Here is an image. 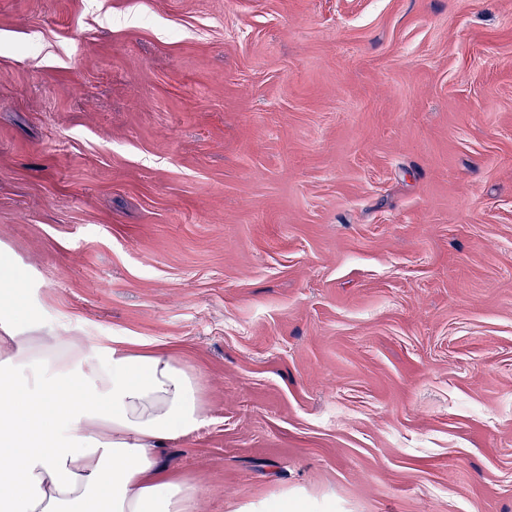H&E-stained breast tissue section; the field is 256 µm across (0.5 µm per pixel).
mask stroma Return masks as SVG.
Returning a JSON list of instances; mask_svg holds the SVG:
<instances>
[{
	"instance_id": "stroma-1",
	"label": "stroma",
	"mask_w": 512,
	"mask_h": 512,
	"mask_svg": "<svg viewBox=\"0 0 512 512\" xmlns=\"http://www.w3.org/2000/svg\"><path fill=\"white\" fill-rule=\"evenodd\" d=\"M1 256L198 512H512V0H0Z\"/></svg>"
}]
</instances>
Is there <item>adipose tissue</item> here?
Returning a JSON list of instances; mask_svg holds the SVG:
<instances>
[{
    "label": "adipose tissue",
    "mask_w": 512,
    "mask_h": 512,
    "mask_svg": "<svg viewBox=\"0 0 512 512\" xmlns=\"http://www.w3.org/2000/svg\"><path fill=\"white\" fill-rule=\"evenodd\" d=\"M204 422L198 374L168 351L0 331V512H198L165 447Z\"/></svg>",
    "instance_id": "ef3b65f1"
}]
</instances>
